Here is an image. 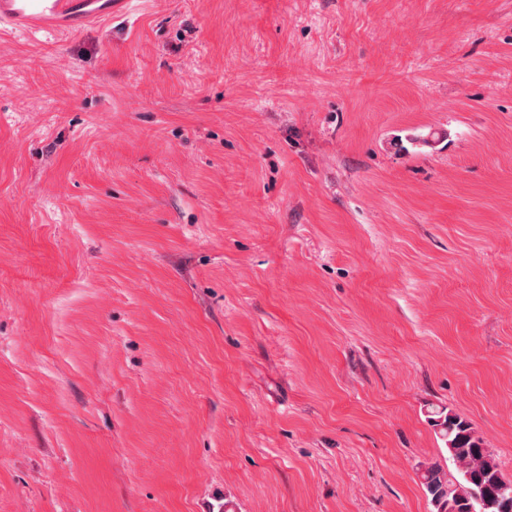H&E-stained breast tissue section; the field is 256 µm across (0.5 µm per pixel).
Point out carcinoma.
Wrapping results in <instances>:
<instances>
[{
    "label": "carcinoma",
    "mask_w": 512,
    "mask_h": 512,
    "mask_svg": "<svg viewBox=\"0 0 512 512\" xmlns=\"http://www.w3.org/2000/svg\"><path fill=\"white\" fill-rule=\"evenodd\" d=\"M430 422L448 443V460L455 467L452 472L425 466L421 484L434 512H512V498L500 494L503 475L471 425L444 408L432 412Z\"/></svg>",
    "instance_id": "obj_1"
}]
</instances>
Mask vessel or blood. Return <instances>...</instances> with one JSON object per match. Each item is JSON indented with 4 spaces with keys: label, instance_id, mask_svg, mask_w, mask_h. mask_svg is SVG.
I'll return each mask as SVG.
<instances>
[{
    "label": "vessel or blood",
    "instance_id": "b4317fda",
    "mask_svg": "<svg viewBox=\"0 0 512 512\" xmlns=\"http://www.w3.org/2000/svg\"><path fill=\"white\" fill-rule=\"evenodd\" d=\"M127 0H0V28L69 35L125 10Z\"/></svg>",
    "mask_w": 512,
    "mask_h": 512
}]
</instances>
